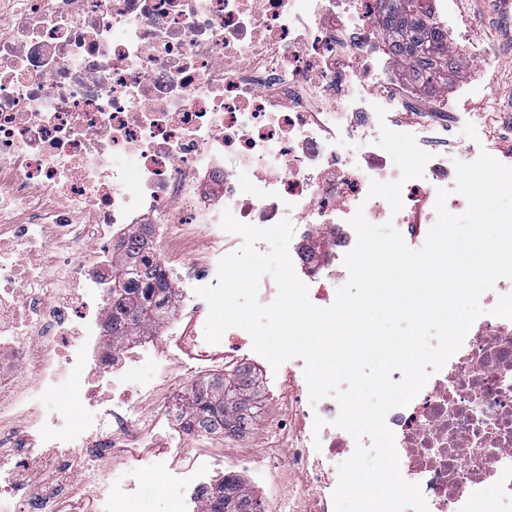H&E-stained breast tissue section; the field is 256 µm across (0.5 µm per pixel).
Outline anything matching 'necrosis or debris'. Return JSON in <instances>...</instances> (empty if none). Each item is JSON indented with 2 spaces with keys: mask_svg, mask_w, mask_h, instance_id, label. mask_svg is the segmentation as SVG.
Listing matches in <instances>:
<instances>
[{
  "mask_svg": "<svg viewBox=\"0 0 512 512\" xmlns=\"http://www.w3.org/2000/svg\"><path fill=\"white\" fill-rule=\"evenodd\" d=\"M385 15L383 0H0V512H64L80 475L107 481L104 459L186 420L185 400L140 416L124 387L133 361L111 339L107 271L132 232L168 274L182 245L156 225L208 240L226 211L309 232L359 210L434 224L447 156L398 171L379 152L377 100L410 101L417 85L386 79ZM340 113L358 153L336 136ZM293 266L322 308L348 275L333 250H297ZM505 294L512 279L482 294L460 349L386 416L428 512H512V320L491 313ZM102 375L116 406L100 415ZM48 398L92 414L60 436ZM339 411L332 397L288 410L289 468L306 463L309 427L326 461L353 454Z\"/></svg>",
  "mask_w": 512,
  "mask_h": 512,
  "instance_id": "obj_1",
  "label": "necrosis or debris"
}]
</instances>
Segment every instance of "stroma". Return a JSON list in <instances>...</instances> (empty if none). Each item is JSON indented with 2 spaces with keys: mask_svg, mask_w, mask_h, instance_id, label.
Returning <instances> with one entry per match:
<instances>
[{
  "mask_svg": "<svg viewBox=\"0 0 512 512\" xmlns=\"http://www.w3.org/2000/svg\"><path fill=\"white\" fill-rule=\"evenodd\" d=\"M448 41L477 49L475 65L466 71L448 74L447 86L422 90L424 99L444 105L449 132L431 130L430 142L409 137L416 115L412 104L396 105L378 100L380 124L385 130L380 149L391 168H406L417 155L432 151L447 154L449 160L472 162L486 152L504 165L512 166V0H454L450 6ZM206 316L195 323L172 319L159 323L151 332L128 337L124 348L141 356L142 362L131 387L134 399L149 407L173 390L202 382L205 361L188 359L177 345L186 326L199 335V350L214 353L234 349L247 368L253 388L249 404L254 412L252 427L241 435L209 439L183 428L160 426L149 441L136 448L131 464L115 462L109 480L130 496V512H172L173 501L195 475L211 481L224 478V457H237L238 476L264 499L271 512H290L288 489L311 487L314 468L289 474L287 450H280L279 469L262 473L255 469L254 457L266 455L275 444V423L288 402L306 382L303 359L293 358L279 368L252 349V339L244 329L231 328L219 343L203 340Z\"/></svg>",
  "mask_w": 512,
  "mask_h": 512,
  "instance_id": "1",
  "label": "stroma"
}]
</instances>
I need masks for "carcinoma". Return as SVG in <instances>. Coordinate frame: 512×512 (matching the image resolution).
Returning a JSON list of instances; mask_svg holds the SVG:
<instances>
[{"label":"carcinoma","mask_w":512,"mask_h":512,"mask_svg":"<svg viewBox=\"0 0 512 512\" xmlns=\"http://www.w3.org/2000/svg\"><path fill=\"white\" fill-rule=\"evenodd\" d=\"M389 29L400 27L402 46L407 48L412 76L424 83L448 84V68L438 61L441 40L421 0H388ZM112 297L115 311L126 324L125 335H138L159 323L172 303L171 290L163 273L149 266L130 272L122 262L112 266ZM250 380L242 375L216 377L204 382L196 393L190 412L192 421L203 430L245 421L242 408L250 391ZM209 512H257L256 501L244 491L241 479L224 478L210 500Z\"/></svg>","instance_id":"1"}]
</instances>
